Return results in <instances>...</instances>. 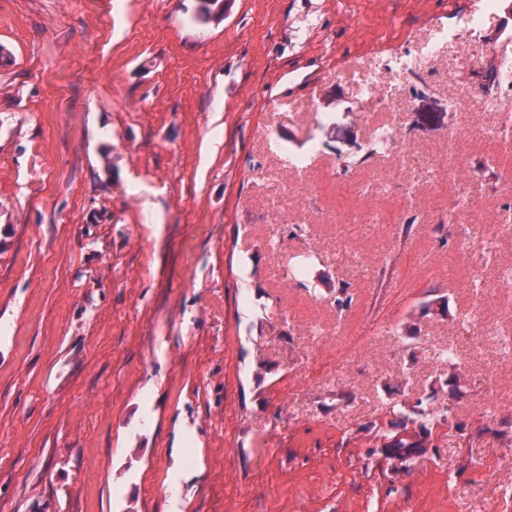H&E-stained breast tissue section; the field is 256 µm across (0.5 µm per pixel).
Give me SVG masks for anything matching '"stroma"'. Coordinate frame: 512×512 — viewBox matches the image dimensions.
Instances as JSON below:
<instances>
[{"label": "stroma", "mask_w": 512, "mask_h": 512, "mask_svg": "<svg viewBox=\"0 0 512 512\" xmlns=\"http://www.w3.org/2000/svg\"><path fill=\"white\" fill-rule=\"evenodd\" d=\"M471 2L235 0L196 26L194 0H0L15 59L0 70V512H492L512 471L468 500L448 475L467 485L496 466L512 410L478 384L496 344L452 403L488 428L479 443L440 436L439 458L389 495L360 432L384 388L413 401L447 375L431 350L473 303L455 240L427 224L402 235L399 198L358 194L391 164L367 153L376 124L426 158L483 124L471 106L512 0H494L480 38L440 42ZM428 43L418 73L385 71ZM387 81L391 110L364 89ZM313 132L320 153L292 171ZM461 176L471 232L497 242L493 278L512 261L493 222L512 202L497 190L512 153L469 142ZM362 210L380 223H356ZM301 223L321 243L307 289L283 275ZM345 281L335 327L326 302ZM432 294L447 311L421 312ZM406 321L412 352L391 334ZM339 389L354 402L325 409Z\"/></svg>", "instance_id": "obj_1"}]
</instances>
